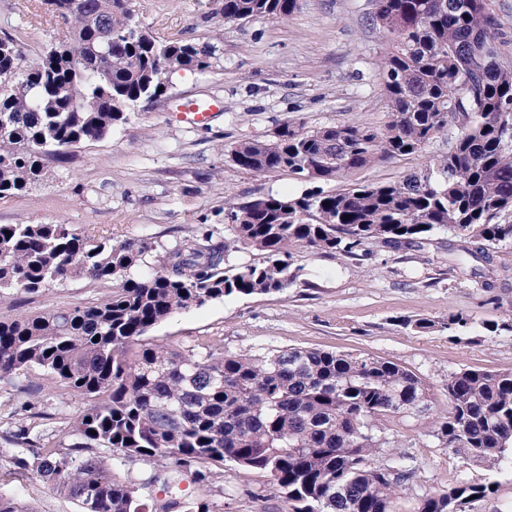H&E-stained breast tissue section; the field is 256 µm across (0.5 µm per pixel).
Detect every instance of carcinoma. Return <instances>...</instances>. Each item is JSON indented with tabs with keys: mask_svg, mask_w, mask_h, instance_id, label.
<instances>
[{
	"mask_svg": "<svg viewBox=\"0 0 512 512\" xmlns=\"http://www.w3.org/2000/svg\"><path fill=\"white\" fill-rule=\"evenodd\" d=\"M47 2L69 37L30 62L16 41L0 39V198L38 182L45 158L108 135L129 109L160 96L168 75L205 72L217 59L209 41L143 30L131 0ZM375 2L368 21L385 40V125L287 121L270 139L237 142L231 157L256 174L287 169L330 182L450 136L448 153L429 168L396 182L226 203L232 245L260 252L258 264H231L229 245L204 234L157 253L104 230L0 224V301L73 278L106 289L85 303L0 318L1 382L40 372L86 401L59 435L44 427L45 411L26 409L16 429L9 413L0 457L10 473L34 474L79 512H211L179 484L227 462L269 477L289 512H396L414 471L389 422H419L450 454L491 472L512 461V367L448 375L449 409L438 411L430 384L394 361L315 348L180 351L142 340L181 310L286 290L298 277L299 249L358 259L373 241L421 251L444 229L485 264V287H494L492 249L512 241V65L495 49L500 21L490 0ZM297 7L224 0L215 15L284 20ZM141 265L147 271L134 274ZM379 454L389 456L384 469L374 465ZM134 457L169 460L150 477L167 499L151 507L137 485L112 480L111 461ZM491 485L458 479L421 496L414 512H451ZM0 512L36 510L0 494Z\"/></svg>",
	"mask_w": 512,
	"mask_h": 512,
	"instance_id": "1",
	"label": "carcinoma"
}]
</instances>
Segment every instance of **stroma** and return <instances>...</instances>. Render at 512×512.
<instances>
[{
	"label": "stroma",
	"instance_id": "35a3bbf8",
	"mask_svg": "<svg viewBox=\"0 0 512 512\" xmlns=\"http://www.w3.org/2000/svg\"><path fill=\"white\" fill-rule=\"evenodd\" d=\"M132 8L158 36L215 41L214 67L172 74L161 96L127 112L111 134L48 159L42 180L0 199V224L90 226L118 239L151 241L160 251L205 229L220 244L230 237L226 198L299 194L308 187L289 171L257 175L240 169L230 154L237 141L270 138L291 119L309 128L355 123L375 129L386 120L388 99L378 70L384 41L367 24L370 0H300L285 20L227 24L214 16L216 0H132ZM62 33L50 24L45 0H0V38L17 40L26 56H37ZM189 99L216 100L220 107L206 123H190L178 110ZM447 151V138H438L419 154L377 163L348 180L393 182ZM450 238L447 231L436 232L421 252L367 243L360 261L301 250L294 257L299 276L284 292L227 297L180 312L145 339L177 349L219 339L225 351L239 354L302 347L391 360L430 382L435 406L444 410L450 373L512 367V332L481 326L485 319L512 321V287L486 291L482 277L470 272L473 260L449 249ZM99 294L87 281L69 280L48 293L1 304L0 318ZM455 314L470 317L471 325L448 328ZM422 317L434 328L419 332L403 325ZM30 404L59 408L46 423L51 430L64 429L84 407L80 397L59 396L42 378L0 382L1 414ZM396 430L415 468L399 493L397 512H413L422 494L447 490L459 478L496 483L492 494L466 504L464 512L512 506V468L491 474L483 464L452 458L414 421L400 422ZM163 466L160 459H126L113 463L112 478L139 484L148 501H160L166 493L149 478ZM217 475L221 491L207 482L185 481L181 488L208 499L212 512H287L268 478L229 464ZM0 494L20 497L36 512H79L74 501L54 495L30 474L0 476Z\"/></svg>",
	"mask_w": 512,
	"mask_h": 512
}]
</instances>
